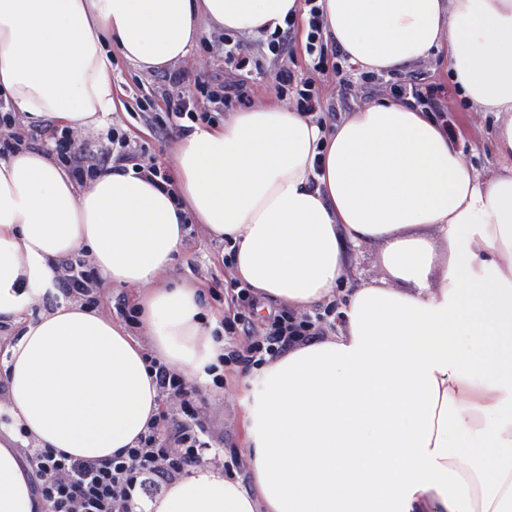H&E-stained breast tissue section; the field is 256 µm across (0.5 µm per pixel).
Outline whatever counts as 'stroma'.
I'll return each instance as SVG.
<instances>
[{
	"instance_id": "stroma-1",
	"label": "stroma",
	"mask_w": 512,
	"mask_h": 512,
	"mask_svg": "<svg viewBox=\"0 0 512 512\" xmlns=\"http://www.w3.org/2000/svg\"><path fill=\"white\" fill-rule=\"evenodd\" d=\"M303 27L292 28L288 48L280 56H259L258 49L265 39L239 33L227 34L220 29H209L202 41L191 50L188 57L177 65L178 70L209 80L214 91H223L228 84L239 82L248 88L251 103L285 102L277 87L276 74L281 69L302 72L306 69L304 46L300 39ZM232 40L240 45L245 56H259V70H237L224 62V42ZM114 83L124 92L125 109L112 118L108 129L91 130L80 135L79 140L92 162L107 167L111 160L105 150L110 146L112 133L124 134L133 144L146 147L148 156L156 158L163 166H171V148L174 137L153 120L155 105L161 104L165 95L173 93L168 81V70L154 72L139 70L120 55L112 57ZM404 80L441 87L440 105L445 110L448 127L466 153L470 165L478 172L495 168L497 157L491 140V130L496 123L491 112H475L451 78L448 67V46L440 44L426 62L412 65L403 74ZM395 81L389 75H364L356 66L345 65L341 74L325 72L317 76L315 87L320 98L318 118L334 122L347 112L372 100L391 96ZM227 243L208 237L199 225H191L184 250L174 264L170 276L210 288L214 280L231 282L229 265L224 262ZM247 375L239 364L224 363V386L200 390L206 402L205 424L215 438L223 442L225 473L247 479L244 459L246 432L243 423L241 400L248 389Z\"/></svg>"
}]
</instances>
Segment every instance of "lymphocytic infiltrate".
<instances>
[{"label": "lymphocytic infiltrate", "instance_id": "lymphocytic-infiltrate-1", "mask_svg": "<svg viewBox=\"0 0 512 512\" xmlns=\"http://www.w3.org/2000/svg\"><path fill=\"white\" fill-rule=\"evenodd\" d=\"M303 24L306 29L305 54L315 72H323L327 61L323 43L324 27L318 0H304ZM176 93L164 100L162 123L187 120L199 124L215 123L212 113L197 111L194 95L209 96L207 83L195 80L194 93H186L182 84L187 73L170 74ZM16 115L0 100V157L19 149L26 139L46 136L53 144L57 160L69 166L77 182L96 177L98 167L86 161L83 150L72 133L51 126L44 132L21 135L16 132ZM97 274L82 258H68L57 267L56 291L62 296L80 295L89 306L98 300L92 287ZM323 314L300 318L288 310L269 316L260 340L240 359L243 367L265 363L299 336L315 335ZM147 368L160 395L173 402L174 411H161L149 431L137 445L101 459H82L49 448L21 446L19 453L28 467L34 512H135L140 503L161 496L184 477L190 469L204 462L213 444L200 418L202 405L186 386L182 375L155 358H148Z\"/></svg>", "mask_w": 512, "mask_h": 512}]
</instances>
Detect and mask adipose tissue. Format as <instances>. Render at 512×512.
Instances as JSON below:
<instances>
[{"label":"adipose tissue","mask_w":512,"mask_h":512,"mask_svg":"<svg viewBox=\"0 0 512 512\" xmlns=\"http://www.w3.org/2000/svg\"><path fill=\"white\" fill-rule=\"evenodd\" d=\"M300 0H0V90L28 125L101 129L123 111L112 57L151 72L205 29L259 36ZM327 38L378 74L448 45L473 111L496 116L499 163L466 161L433 113L385 99L331 126L264 104L177 136L171 192L135 170L77 187L55 156L0 157V512H32L21 433L103 458L156 419L146 355L198 386L222 353L201 290L169 284L188 215L228 242L234 277L268 305L332 309L243 397L249 480L197 468L145 512H512V0H322ZM382 245L389 274L347 278ZM84 251L135 291L143 340L81 301L27 313L59 260Z\"/></svg>","instance_id":"adipose-tissue-1"}]
</instances>
